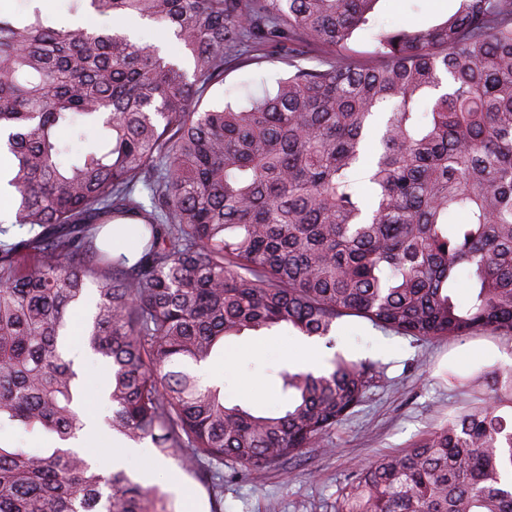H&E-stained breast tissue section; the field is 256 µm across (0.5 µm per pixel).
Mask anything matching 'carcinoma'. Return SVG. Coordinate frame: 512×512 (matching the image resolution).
<instances>
[{
  "mask_svg": "<svg viewBox=\"0 0 512 512\" xmlns=\"http://www.w3.org/2000/svg\"><path fill=\"white\" fill-rule=\"evenodd\" d=\"M375 2L70 0L167 24L189 70L118 30L0 11V153L17 200L0 221V429L49 442H0V512H175L159 487L68 447L86 427L64 354L84 301L108 429L180 462L212 512V468H282L320 447L375 377L337 351L329 369L277 371L285 405L255 415L195 371L225 341L280 327L332 348L344 317L424 340L512 338V0H459L411 30L378 26ZM361 26L378 28L385 65L297 64L243 106L200 108L229 66L268 48L334 53ZM63 132L86 148L71 153ZM117 235L133 259L114 255ZM448 383L465 404L355 466L337 512H512V368Z\"/></svg>",
  "mask_w": 512,
  "mask_h": 512,
  "instance_id": "1",
  "label": "carcinoma"
}]
</instances>
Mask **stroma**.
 Returning <instances> with one entry per match:
<instances>
[{
  "label": "stroma",
  "mask_w": 512,
  "mask_h": 512,
  "mask_svg": "<svg viewBox=\"0 0 512 512\" xmlns=\"http://www.w3.org/2000/svg\"><path fill=\"white\" fill-rule=\"evenodd\" d=\"M42 7L60 25L120 27L133 31L139 43L161 47L172 55L179 52L172 35L160 24L74 13L68 0H44ZM457 8L458 0H376L373 15L389 28L416 29L446 20ZM291 70L288 59L280 56L230 68L223 84L213 86L203 102H245L263 90L275 89ZM336 335L338 344L331 350L320 341L306 346L304 338L281 329L248 331L228 342L223 355L209 362V380L223 385L225 402L257 413L275 409L281 402L271 370L302 369L311 359L324 366L337 350L370 360L377 369L360 405L330 433L323 447L306 449L290 472L256 468L225 480L222 512H336L355 465L413 447L465 402V393L449 387V373L469 375L512 367V338L490 331L420 341L346 317L339 321ZM124 469L134 478L148 473L150 484L173 494L178 512H211L205 486L173 459L130 456Z\"/></svg>",
  "instance_id": "obj_1"
}]
</instances>
